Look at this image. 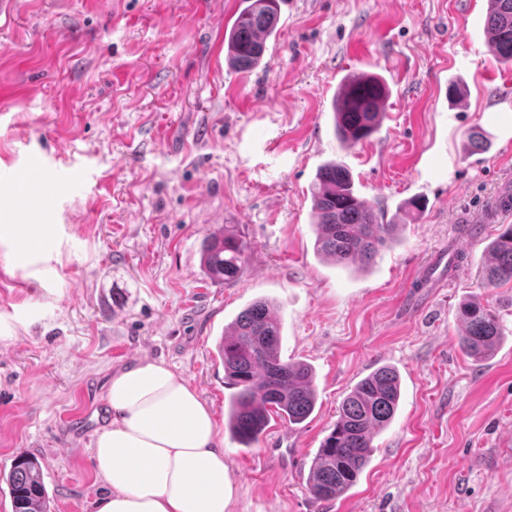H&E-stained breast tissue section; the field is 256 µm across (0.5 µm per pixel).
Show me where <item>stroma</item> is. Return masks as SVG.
Segmentation results:
<instances>
[{
    "instance_id": "stroma-1",
    "label": "stroma",
    "mask_w": 512,
    "mask_h": 512,
    "mask_svg": "<svg viewBox=\"0 0 512 512\" xmlns=\"http://www.w3.org/2000/svg\"><path fill=\"white\" fill-rule=\"evenodd\" d=\"M12 2L0 15V170L36 157L67 183L49 200L44 261L0 245V472L36 456L50 512H95L104 423L67 418L150 359L211 408L228 512H512V284L481 285L501 226L457 230L512 193V65L489 49L488 0H282L247 72L224 58L242 0ZM360 72L386 80L389 108L348 148L332 101ZM474 131L490 146L468 154ZM330 160L385 218L425 204L363 271L315 250L311 187ZM222 226L246 246L232 283L200 271ZM475 295L504 336L481 365L458 347L457 309ZM259 297L281 319L283 358L313 366L317 403L299 425L271 419L246 447L226 426L217 343ZM381 365L400 373L398 411L356 484L315 499L311 460Z\"/></svg>"
}]
</instances>
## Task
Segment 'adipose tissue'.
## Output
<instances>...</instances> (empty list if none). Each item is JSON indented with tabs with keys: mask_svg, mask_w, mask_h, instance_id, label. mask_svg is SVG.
<instances>
[{
	"mask_svg": "<svg viewBox=\"0 0 512 512\" xmlns=\"http://www.w3.org/2000/svg\"><path fill=\"white\" fill-rule=\"evenodd\" d=\"M110 426L92 450L107 492L96 512H227L224 451L210 407L165 362L112 375Z\"/></svg>",
	"mask_w": 512,
	"mask_h": 512,
	"instance_id": "obj_1",
	"label": "adipose tissue"
}]
</instances>
